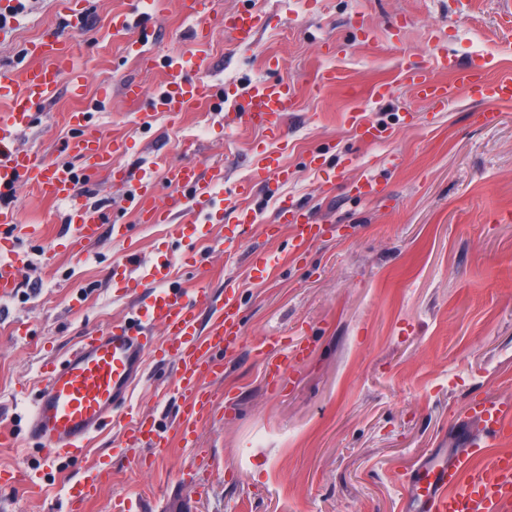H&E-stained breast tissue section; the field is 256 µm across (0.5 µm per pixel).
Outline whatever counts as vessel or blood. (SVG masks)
<instances>
[{
  "mask_svg": "<svg viewBox=\"0 0 512 512\" xmlns=\"http://www.w3.org/2000/svg\"><path fill=\"white\" fill-rule=\"evenodd\" d=\"M139 4L137 17L119 15L113 23L119 28L138 26L143 37H152L157 29L153 0H139ZM207 4L208 0H181L185 18L195 23L193 38L201 46L209 42ZM64 14L65 29L52 31L45 41L29 44L30 64L16 77L0 78V99L10 102L9 111L0 113V228L6 232L0 238L1 298L14 294L28 264L25 255L14 251L13 238L28 234L29 227L22 224L15 208L4 203L19 184L33 185L43 200L65 204L69 250L80 258L106 227L103 216L82 194L83 185L94 172L109 170L113 185L129 186L124 205L133 209L143 224L172 223L187 195L193 200L194 215L208 216L222 209L224 241L228 244L243 236L255 221L251 212L236 205V198L257 189L269 190L271 183L288 177L279 146L287 136L286 120L297 107V92L295 84L283 77L249 82L234 100L232 111L224 115L225 129L247 124L261 130L269 143L251 163L247 178L225 200H218L216 193L224 181L222 167L213 166L205 174L189 160L165 171L170 192L165 206H157L154 177L145 173L138 182H131L127 171L101 151L96 130L80 110L72 113L77 134L67 143L77 165L39 162L32 151L19 146L30 124V105L53 98L63 87L73 98L83 96L85 75L72 64L65 39L85 28L87 16L69 5ZM262 28L263 16L257 10L224 15V35L233 45L252 42ZM143 61L150 69L162 66L163 89L147 98L141 85L128 82L122 92L133 101L147 99L150 111L174 115L216 95L214 86L188 77L191 65L207 71L205 56L190 62L180 51L171 50L160 56L144 54ZM485 67L478 58L458 61L438 41L427 62L406 63L401 75L417 101L435 107L443 106L460 91L487 103L511 102L512 77L488 79ZM350 122L362 142L373 144L386 137L385 128L361 113L352 114ZM285 225L292 230L290 255L296 259L303 258L329 230L328 225L315 223L305 206L288 200L280 201L273 222L266 225L267 237H276ZM172 268L171 256L161 252L141 277L115 270V278L133 297L130 316L82 336L75 348L45 364L44 385L26 415L25 429L27 440L44 452L47 462L80 458L93 434L116 423L123 426L127 451L137 455L146 449L155 456L166 454L170 439L153 420L142 416L129 422L124 419L129 397L144 378L151 359L176 366L175 385L184 397L176 429L180 442L192 446L198 425L212 416L220 395L211 384L224 376L223 354L244 343L241 304L232 291L218 300L205 288L172 286ZM158 329L163 332L159 341L154 338ZM304 350L302 342L288 343L282 337L269 336L253 346L252 353L262 361L266 383L273 388L285 380ZM464 417L478 422L479 435L469 438L465 453L432 455L411 470L407 485L412 512H512V450L507 447L512 441V402L489 396L474 399L466 405ZM101 488L98 474L87 476L73 494L77 512H84L86 505L95 502Z\"/></svg>",
  "mask_w": 512,
  "mask_h": 512,
  "instance_id": "b4317fda",
  "label": "vessel or blood"
}]
</instances>
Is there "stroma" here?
<instances>
[{"label":"stroma","instance_id":"obj_1","mask_svg":"<svg viewBox=\"0 0 512 512\" xmlns=\"http://www.w3.org/2000/svg\"><path fill=\"white\" fill-rule=\"evenodd\" d=\"M63 0H30L27 12L0 31V72L26 64L27 44L63 24ZM159 48H189L192 25L180 0H154ZM138 0H81L88 29L75 37L85 70L81 100L60 90L33 106L22 147L45 161L71 162L74 134L67 115L84 108L104 152L124 141L115 164L163 175L182 160L180 140L201 149V170H224L223 192L248 174L247 158L265 148L259 132L240 128L226 143L224 110L201 100L178 123L145 103H130L120 80L158 90L162 69H145L137 31L112 27ZM241 7L263 11L268 24L252 45L226 44L219 20ZM218 23L208 46L205 81L233 93L249 81L283 76L299 90L288 118L284 161L290 178L280 192L306 206L320 224H341L306 257H290V230L268 238L263 226L278 205L268 194L241 198L258 222L235 250L224 242V219L198 224H142L120 206L108 172L89 183V205L129 224L125 240L110 233L73 259L66 209L42 202L29 186L12 200L22 218L42 225L37 239L18 238L29 264L11 298L0 300V413L20 422L41 387L43 364L84 333L122 317L132 298L114 267L174 257V280L216 294L235 289L247 345L265 336L303 339L308 350L279 390L245 349L224 356L218 385L228 401L200 429L197 445L172 441L166 455L141 466L126 452L120 427L101 431L83 458L46 463L35 447L0 446V470L26 471L25 485H0V512H68L70 496L89 471L110 475L87 512H112L123 496L128 512H405L403 484L431 451L460 448L458 422L467 402L512 399V102L496 104V125L472 120L484 103L458 94L442 110L415 100L399 58L427 60L434 41L459 60L489 59L490 75L512 76V0H211ZM408 15L407 25L394 19ZM335 69V84L320 75ZM389 84L391 96L373 90ZM387 127L381 144L359 141L349 116ZM320 151L325 169L340 172L335 190L309 165ZM400 164H393L392 156ZM373 174L384 197L365 200L354 184ZM271 256L264 279H253L254 254ZM131 413L148 415L174 433L182 403L175 367L149 364Z\"/></svg>","mask_w":512,"mask_h":512}]
</instances>
